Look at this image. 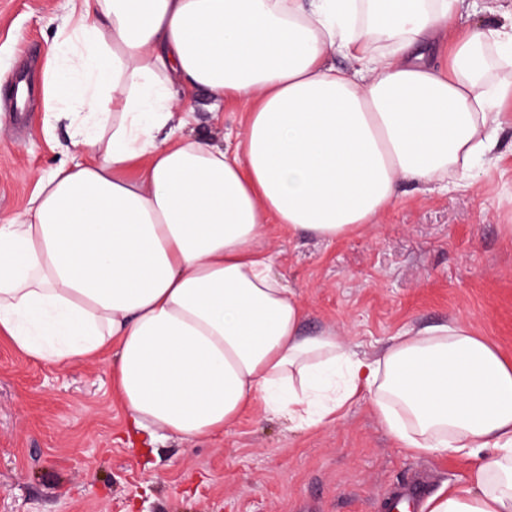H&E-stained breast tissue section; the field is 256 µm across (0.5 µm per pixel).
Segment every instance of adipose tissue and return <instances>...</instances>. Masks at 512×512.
<instances>
[{
    "label": "adipose tissue",
    "instance_id": "1",
    "mask_svg": "<svg viewBox=\"0 0 512 512\" xmlns=\"http://www.w3.org/2000/svg\"><path fill=\"white\" fill-rule=\"evenodd\" d=\"M463 2L81 0L47 71L77 159L0 218V334L59 366L110 359L130 424L188 441L258 398L312 425L367 395L401 447L470 460L428 512H512V361L461 322L361 359L303 333L253 247L266 224L348 236L402 184L459 189L450 172L493 150L512 13L459 33ZM192 91L243 107L234 149L176 134Z\"/></svg>",
    "mask_w": 512,
    "mask_h": 512
}]
</instances>
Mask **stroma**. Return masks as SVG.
Returning a JSON list of instances; mask_svg holds the SVG:
<instances>
[{
    "label": "stroma",
    "instance_id": "1",
    "mask_svg": "<svg viewBox=\"0 0 512 512\" xmlns=\"http://www.w3.org/2000/svg\"><path fill=\"white\" fill-rule=\"evenodd\" d=\"M71 0H0V87L24 75V126L0 96V215L23 211L36 173L70 161L67 121L44 94L47 52ZM186 134L235 147L243 113L191 95ZM498 145L470 187L406 184L372 223L328 241L266 226L256 248L304 301L306 333L335 330L359 356L389 338L465 321L512 360V97ZM470 463L399 448L368 400L317 427L245 411L222 435L159 437L126 425L107 363L53 366L0 340V512H385L398 484L428 496L462 485Z\"/></svg>",
    "mask_w": 512,
    "mask_h": 512
}]
</instances>
